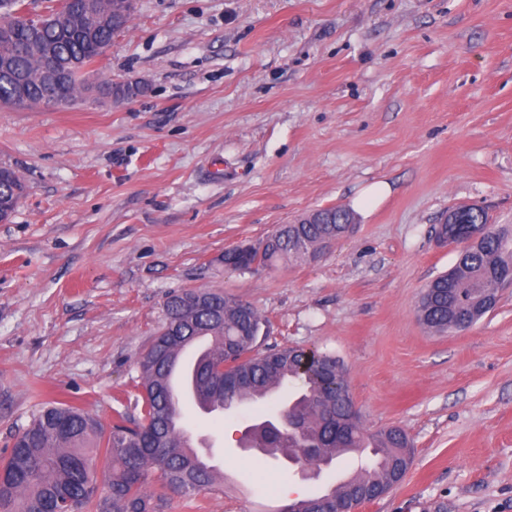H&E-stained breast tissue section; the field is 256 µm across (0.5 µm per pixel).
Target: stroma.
<instances>
[{
	"label": "stroma",
	"instance_id": "35a3bbf8",
	"mask_svg": "<svg viewBox=\"0 0 512 512\" xmlns=\"http://www.w3.org/2000/svg\"><path fill=\"white\" fill-rule=\"evenodd\" d=\"M123 78L145 93L0 108V165L26 184L0 223V456L49 402L135 414L167 297L212 288L261 315L260 350L335 354L367 432L409 435L406 478L356 512H512V287L465 333L417 311L456 262L434 233L449 210L512 225V0H136L86 74ZM378 181L321 258L225 269ZM263 411L187 407L224 480L164 512H277L356 469L241 450Z\"/></svg>",
	"mask_w": 512,
	"mask_h": 512
}]
</instances>
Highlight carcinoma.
<instances>
[{
    "mask_svg": "<svg viewBox=\"0 0 512 512\" xmlns=\"http://www.w3.org/2000/svg\"><path fill=\"white\" fill-rule=\"evenodd\" d=\"M112 23L99 24L78 13L70 0H57L46 13L60 25L31 31L19 25L24 0H0V105L30 108L67 104L89 94L80 68L92 64L112 38L128 28L126 0H90ZM52 50L75 65L64 82L34 78L41 56ZM23 182L12 169H0V200L18 205ZM354 213L324 208L312 224H290L262 252L243 259L272 267L298 260L323 243L345 234ZM512 273V229L490 226L479 242L457 255L455 265L427 285L419 304L422 324L452 333L460 317L471 314L480 298L497 297L498 282ZM165 325L140 355L141 405L131 417L117 413L110 429L88 412L64 403L34 414L0 458V512H162L167 493L192 497L211 490L217 476L185 445L178 422L180 403L168 384V370L184 346L208 336L212 350L195 369L198 390L223 409L270 401L272 418L253 425L264 454L314 464L332 463L350 448L372 440L374 459L348 483L288 503L293 512H336L374 501L406 472L410 441L404 429L390 426L367 436L359 413L351 410V391L343 365L330 353L312 348L256 350L264 321L248 303L219 289H187L169 296ZM161 490L149 492L150 475Z\"/></svg>",
    "mask_w": 512,
    "mask_h": 512,
    "instance_id": "1",
    "label": "carcinoma"
}]
</instances>
